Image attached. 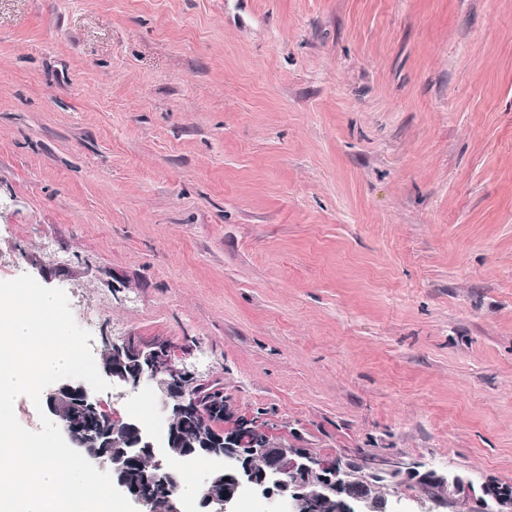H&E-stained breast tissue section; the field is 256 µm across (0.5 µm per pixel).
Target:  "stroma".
Returning a JSON list of instances; mask_svg holds the SVG:
<instances>
[{
  "label": "stroma",
  "mask_w": 512,
  "mask_h": 512,
  "mask_svg": "<svg viewBox=\"0 0 512 512\" xmlns=\"http://www.w3.org/2000/svg\"><path fill=\"white\" fill-rule=\"evenodd\" d=\"M25 273L225 427L512 486V0H0Z\"/></svg>",
  "instance_id": "obj_1"
}]
</instances>
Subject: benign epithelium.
<instances>
[{
  "instance_id": "7a95c632",
  "label": "benign epithelium",
  "mask_w": 512,
  "mask_h": 512,
  "mask_svg": "<svg viewBox=\"0 0 512 512\" xmlns=\"http://www.w3.org/2000/svg\"><path fill=\"white\" fill-rule=\"evenodd\" d=\"M104 346L118 359L129 361V368L103 360L99 372L112 386L119 389H137L146 383L156 385L157 400L169 418L197 416L204 413L203 395L186 387L195 378L187 366L173 356L165 344L144 345L129 338L114 341L103 337ZM66 401L77 405L78 413L87 418L108 416L123 424L130 436V448L125 457L117 460L95 451L82 436V423L77 419H63L58 403ZM45 409L60 428L67 443L92 464L107 469L117 489L127 498L148 508L151 502L140 487L128 477L127 470L139 465L145 456L154 461L153 467L163 469V458L177 441L174 425L168 426L163 445L158 446L145 424L137 419H123L107 410L104 402L91 387L77 379H64L52 386L45 395ZM211 467L201 484L199 512H212L217 499L209 493L218 481L231 484V492L224 496V512H232L235 503L245 495H252L281 505L277 512H315L317 498L308 491L310 480L320 485V499L330 500L341 494L346 481L355 477L369 484L390 476L401 475L416 482L428 481L435 490V504H458L474 500L482 512H512V491L495 483L480 485L481 495L475 494L474 483L461 473L440 474L434 470L420 472L414 466H397L390 470L370 465L362 459L353 464L348 459L321 457L305 448L285 451L262 441L249 448H237L226 442L222 448L206 449ZM397 502L388 496L376 502L368 497L352 498L345 502L344 512H398Z\"/></svg>"
}]
</instances>
